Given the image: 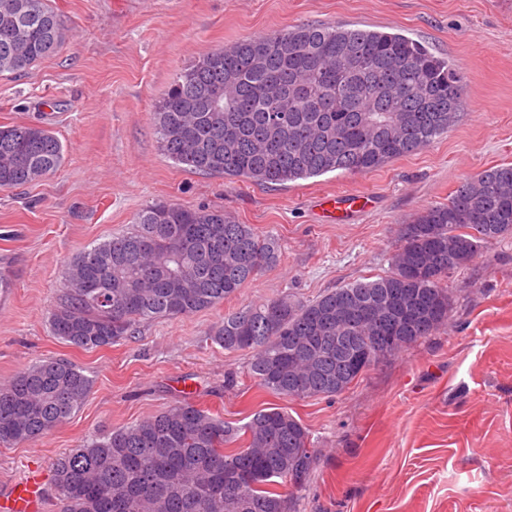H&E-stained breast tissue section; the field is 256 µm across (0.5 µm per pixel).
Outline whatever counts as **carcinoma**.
<instances>
[{
	"mask_svg": "<svg viewBox=\"0 0 512 512\" xmlns=\"http://www.w3.org/2000/svg\"><path fill=\"white\" fill-rule=\"evenodd\" d=\"M65 38L50 0H0V74L20 75ZM464 77L409 37L346 24H303L198 57L154 106L164 154L190 172L279 184L363 173L448 133ZM63 145L35 125L0 126V189L59 169ZM136 229L76 254L50 316L62 341L112 345L143 320L189 316L234 295L278 261L274 239L221 208L156 202ZM512 233V164L482 171L408 225L387 274L312 300L280 297L224 315L213 340L250 351V374L285 398L332 397L380 359L448 321L442 281L479 248ZM98 280L105 299L83 288ZM93 381L61 359L0 385V444L36 441L68 420ZM306 427L276 407L243 426L183 399L60 456L61 512H291L276 489L289 469L308 480Z\"/></svg>",
	"mask_w": 512,
	"mask_h": 512,
	"instance_id": "1",
	"label": "carcinoma"
}]
</instances>
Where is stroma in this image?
Masks as SVG:
<instances>
[{"label":"stroma","mask_w":512,"mask_h":512,"mask_svg":"<svg viewBox=\"0 0 512 512\" xmlns=\"http://www.w3.org/2000/svg\"><path fill=\"white\" fill-rule=\"evenodd\" d=\"M58 51L0 75V125L48 127L64 149L54 174L0 190V384L65 359L93 379L86 402L38 441L0 445V492L33 477L41 512H60L52 463L84 441L185 398L235 425L268 407L291 413L317 450L303 488L279 484L296 512H512V234L446 286L449 319L382 358L333 397L280 398L248 373L251 352L212 334L225 314L283 296L312 300L387 272L407 224L466 179L512 164V0H51ZM351 24L403 34L466 78L458 122L415 154L366 173L256 185L183 170L161 151L154 103L200 54L274 29ZM365 195L325 223L327 194ZM167 201L219 207L279 245L275 268L221 305L140 322L112 346L53 335L50 313L70 259L135 228Z\"/></svg>","instance_id":"stroma-1"}]
</instances>
